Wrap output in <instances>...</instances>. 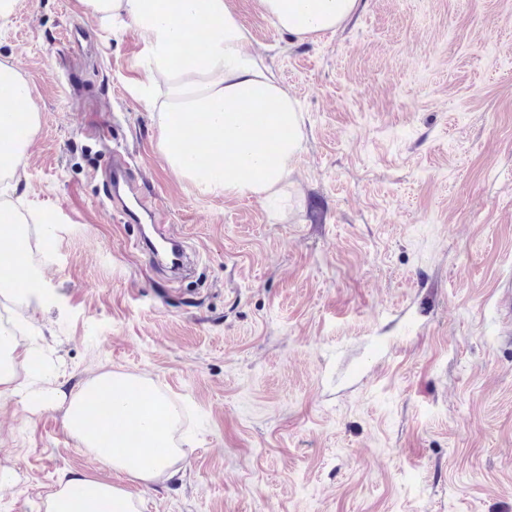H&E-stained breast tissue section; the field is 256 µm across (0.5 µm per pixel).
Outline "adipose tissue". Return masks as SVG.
I'll return each mask as SVG.
<instances>
[{
  "mask_svg": "<svg viewBox=\"0 0 512 512\" xmlns=\"http://www.w3.org/2000/svg\"><path fill=\"white\" fill-rule=\"evenodd\" d=\"M277 28L303 39L335 31L360 0H258ZM84 10L106 21H127L144 42L140 99L159 113V147L168 166L204 194L258 199L274 195L302 151L303 117L296 99L261 57L247 52L249 33L230 0H80ZM199 38L201 52L186 44ZM0 87L13 104V127L34 129L37 108L18 69L0 63ZM0 325V387L17 383L15 364L40 354ZM136 395L143 423L137 437L114 430L112 419L94 408L105 392ZM179 421L166 399L150 392L143 379L105 373L84 384L69 400L68 433L82 450L111 471L143 484L171 480L181 471L184 449L173 441ZM111 432L113 449L99 437ZM143 502L112 482L62 473L47 493L44 512H142Z\"/></svg>",
  "mask_w": 512,
  "mask_h": 512,
  "instance_id": "adipose-tissue-1",
  "label": "adipose tissue"
}]
</instances>
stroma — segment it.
<instances>
[{
  "label": "stroma",
  "instance_id": "35a3bbf8",
  "mask_svg": "<svg viewBox=\"0 0 512 512\" xmlns=\"http://www.w3.org/2000/svg\"><path fill=\"white\" fill-rule=\"evenodd\" d=\"M230 2L305 118L276 214L166 164L135 27L79 0H18L0 25L39 110L0 197L54 218L31 227L39 301L0 300V321L44 346L59 394L0 389V512H44L66 471L143 512H512V0H361L302 41ZM116 159L154 223L107 203ZM158 226L185 279L141 250ZM104 371L178 408L180 478L130 483L79 450L65 399Z\"/></svg>",
  "mask_w": 512,
  "mask_h": 512
}]
</instances>
